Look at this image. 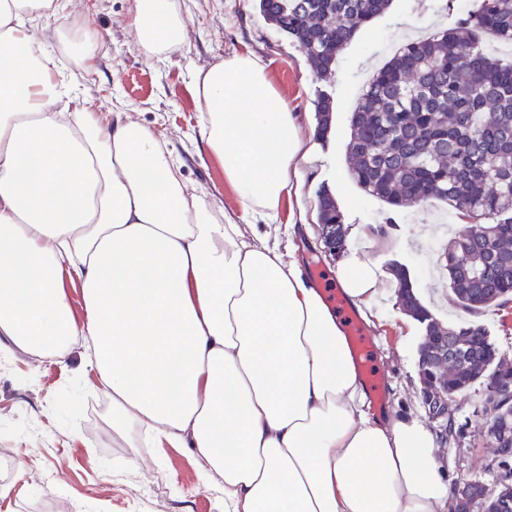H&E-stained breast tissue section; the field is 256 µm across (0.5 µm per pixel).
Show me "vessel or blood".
<instances>
[{
	"instance_id": "obj_1",
	"label": "vessel or blood",
	"mask_w": 512,
	"mask_h": 512,
	"mask_svg": "<svg viewBox=\"0 0 512 512\" xmlns=\"http://www.w3.org/2000/svg\"><path fill=\"white\" fill-rule=\"evenodd\" d=\"M330 307L337 317L343 321L346 336L352 349L358 369L365 380L372 404L377 409H385L387 405L385 397L384 380L373 362L374 343L365 331L355 307L347 298L338 291H330L328 294Z\"/></svg>"
}]
</instances>
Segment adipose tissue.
I'll list each match as a JSON object with an SVG mask.
<instances>
[{
  "label": "adipose tissue",
  "instance_id": "ef3b65f1",
  "mask_svg": "<svg viewBox=\"0 0 512 512\" xmlns=\"http://www.w3.org/2000/svg\"><path fill=\"white\" fill-rule=\"evenodd\" d=\"M52 6L0 0V336L59 359V337H90L116 428L193 449L227 512H452L438 435L369 413L294 247L301 227L279 221L308 148L264 64L235 55L195 80L200 138L258 218L239 224L190 192L146 128L60 109L27 26ZM133 25L152 51L175 50L184 30L171 0H138ZM335 273L371 318L387 281L377 264L351 256Z\"/></svg>",
  "mask_w": 512,
  "mask_h": 512
}]
</instances>
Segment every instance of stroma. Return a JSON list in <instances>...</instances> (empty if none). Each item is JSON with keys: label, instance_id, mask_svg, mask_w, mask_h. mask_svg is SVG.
Returning a JSON list of instances; mask_svg holds the SVG:
<instances>
[{"label": "stroma", "instance_id": "1", "mask_svg": "<svg viewBox=\"0 0 512 512\" xmlns=\"http://www.w3.org/2000/svg\"><path fill=\"white\" fill-rule=\"evenodd\" d=\"M48 15L31 16L28 27L51 56L55 75L71 90L75 106L104 115L126 113L145 127L181 164L189 189L209 208L240 220L243 204L224 181V167L198 139L202 106L193 84L199 73L226 58L252 54L266 66L273 87L302 125L315 126L313 102L319 94L335 101L325 140H310V155L299 165V188L284 199L281 221L309 225L319 233L316 194L328 187L336 197L349 233L347 251L371 256L382 268L403 264L417 295L444 325L469 319L448 286L441 255L459 227L441 203L392 209L365 193L351 179L347 145L351 115L362 85L407 42L453 27L471 13L477 0H392L380 16L362 26L339 53L330 82L318 80L304 53L259 13L257 0H173L177 16L189 28L172 53L149 52L129 23L137 0H55ZM97 45L95 58L82 65L84 41ZM393 218L394 243L367 252L354 232L361 224ZM397 298L376 308L378 327L368 333L374 359L383 373L388 410L429 418L422 404L415 341L400 330ZM0 448L11 451L8 469H0V512H226L216 481L204 480L202 463L191 449L167 441L142 444L140 437L112 427L98 371L82 345L65 359H38L0 338ZM483 384H475L450 406L465 428L443 453L454 483L480 480L494 484L492 449Z\"/></svg>", "mask_w": 512, "mask_h": 512}]
</instances>
